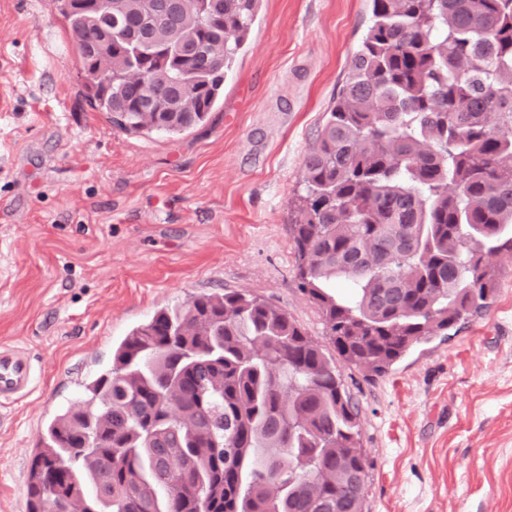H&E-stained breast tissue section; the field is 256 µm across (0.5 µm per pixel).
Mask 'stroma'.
Returning <instances> with one entry per match:
<instances>
[{"label":"stroma","mask_w":512,"mask_h":512,"mask_svg":"<svg viewBox=\"0 0 512 512\" xmlns=\"http://www.w3.org/2000/svg\"><path fill=\"white\" fill-rule=\"evenodd\" d=\"M368 0H260L205 123L127 134L95 111L54 0H0V344L33 390L0 405V512H28L38 435L157 311L224 290L321 345L288 234ZM494 302L387 373L339 363L359 407L366 512H512V258Z\"/></svg>","instance_id":"35a3bbf8"}]
</instances>
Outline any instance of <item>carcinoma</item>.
I'll use <instances>...</instances> for the list:
<instances>
[{
  "label": "carcinoma",
  "mask_w": 512,
  "mask_h": 512,
  "mask_svg": "<svg viewBox=\"0 0 512 512\" xmlns=\"http://www.w3.org/2000/svg\"><path fill=\"white\" fill-rule=\"evenodd\" d=\"M91 106L132 134L206 121L258 0H57ZM302 162L299 285L370 375L458 332L512 255V0H370ZM334 357V358H336ZM334 358L234 290L162 309L39 435L28 512H364L358 406Z\"/></svg>",
  "instance_id": "1"
}]
</instances>
